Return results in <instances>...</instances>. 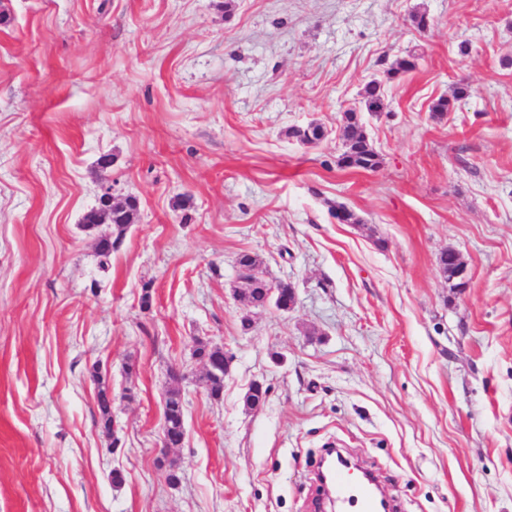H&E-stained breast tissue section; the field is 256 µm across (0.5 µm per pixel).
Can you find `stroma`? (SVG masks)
<instances>
[{"mask_svg": "<svg viewBox=\"0 0 512 512\" xmlns=\"http://www.w3.org/2000/svg\"><path fill=\"white\" fill-rule=\"evenodd\" d=\"M374 79L381 164L339 167ZM105 186L138 201L106 260ZM244 252L293 309L240 305ZM330 447L401 512H512V0H0V512H315ZM362 103L366 112H380L384 108V87L379 80L369 81L363 88ZM196 355L199 358L206 360V373L203 378L205 386L210 391L211 395L218 396L223 389L224 386V376H226L230 370L231 360L229 357H225L224 361V374L219 371V366L213 364L208 365V361L212 363H216L218 360H224V355H220V351L215 348V346H208L207 344H200L196 349ZM219 374V375H218ZM183 377L172 372L170 374V386L167 389V410L165 411V420L167 427L164 429L165 437L169 441V446L178 447L183 441V413L184 401L179 387Z\"/></svg>", "mask_w": 512, "mask_h": 512, "instance_id": "obj_1", "label": "stroma"}]
</instances>
